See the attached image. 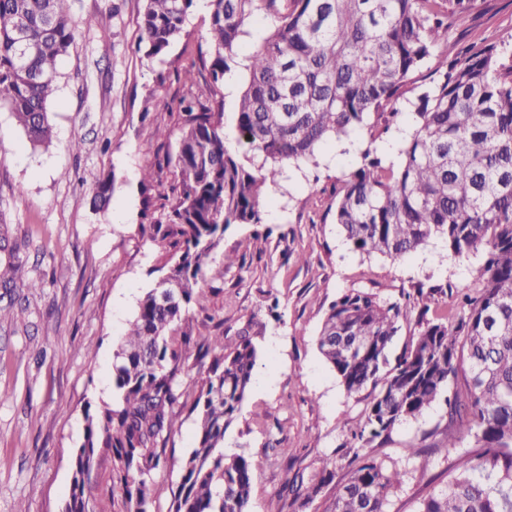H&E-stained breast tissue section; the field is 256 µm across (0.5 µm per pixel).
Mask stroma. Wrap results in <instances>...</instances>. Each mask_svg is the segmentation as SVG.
Returning <instances> with one entry per match:
<instances>
[{
    "mask_svg": "<svg viewBox=\"0 0 512 512\" xmlns=\"http://www.w3.org/2000/svg\"><path fill=\"white\" fill-rule=\"evenodd\" d=\"M79 27L48 102L53 142L30 145L11 112L0 109V224L9 228L0 264L15 263L17 289L0 294L11 319L0 321V512H62L72 459L83 440L86 404L109 402L117 344L140 299L155 288L166 253L147 234L175 180L166 157L180 138L178 102L184 71L205 43L209 14L197 5L182 37L163 59L138 52L143 0H65ZM92 27H83L85 18ZM497 44L512 48V0H482L465 21H449L448 48ZM164 128L167 139L155 132ZM82 138L72 152L73 138ZM356 152L328 144L316 176L294 170L270 193L263 221L228 230L211 252L203 301L226 336L249 330L258 359L239 418L224 451L261 456L268 442L290 449L253 475L249 510L294 512L278 494L287 478L318 458L340 462L345 482L358 458L396 462L410 471L390 512H415L420 499L448 481L456 449L448 445L443 402L364 448L351 432L370 390L347 395L317 348L330 303L351 289L390 301L442 289L434 318L459 309L457 289L478 293L477 259L446 255L440 241L394 261L365 256L346 242L334 219V195L358 163ZM156 173L141 181L143 169ZM95 172L111 183L107 207L95 209L85 182ZM150 206H143V199ZM18 245L11 254L10 245ZM235 254L226 263L225 254ZM195 418L181 414L169 445L176 459L158 473L153 512H169L180 479L179 459L194 445ZM428 454L427 466L407 459V444ZM112 459L96 458L90 478L92 512H123Z\"/></svg>",
    "mask_w": 512,
    "mask_h": 512,
    "instance_id": "1",
    "label": "stroma"
}]
</instances>
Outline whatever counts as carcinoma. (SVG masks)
Listing matches in <instances>:
<instances>
[{
	"label": "carcinoma",
	"mask_w": 512,
	"mask_h": 512,
	"mask_svg": "<svg viewBox=\"0 0 512 512\" xmlns=\"http://www.w3.org/2000/svg\"><path fill=\"white\" fill-rule=\"evenodd\" d=\"M197 2L144 0L138 49L165 56ZM204 2L210 29L200 66L214 86L240 69L235 128L252 155L229 146L224 99L196 94L194 70L185 71L181 135L167 157L176 180L152 235L169 258L117 345L116 399L84 409L62 512H91L86 487L102 454L112 457L125 512H152L151 481L168 466L166 443L186 406L196 414L195 440L169 512H249L253 474L268 456L228 455L224 436L241 413L257 347L247 332L198 340L190 305L224 233L263 223L266 198L290 169L320 167L327 140L357 132L368 141L358 144L360 163L342 180L334 212L353 249L398 260L440 240L457 257L481 258V289L444 320L425 318L435 291L419 293L427 300L420 329L393 360L410 300L350 290L330 304L318 349L347 394H373L352 438L363 448L441 399L475 449L457 454L448 483L416 512H512V52L473 45L443 56L407 100L413 123L394 161L375 147L389 131L379 120L399 115L403 88L440 48L448 18L467 17L478 0ZM258 18L266 34L243 56ZM75 37L64 0H0V107L34 146L51 143L47 102ZM192 344L208 377L190 401L175 376ZM338 467L325 456L280 495L306 512ZM406 475L395 462L365 458L336 485L328 512H389Z\"/></svg>",
	"instance_id": "cac0c4a2"
}]
</instances>
